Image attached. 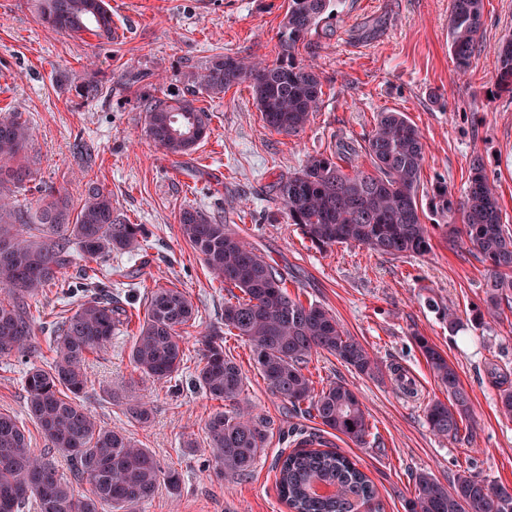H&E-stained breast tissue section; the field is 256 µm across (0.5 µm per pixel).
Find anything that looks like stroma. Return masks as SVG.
<instances>
[{"instance_id": "stroma-1", "label": "stroma", "mask_w": 512, "mask_h": 512, "mask_svg": "<svg viewBox=\"0 0 512 512\" xmlns=\"http://www.w3.org/2000/svg\"><path fill=\"white\" fill-rule=\"evenodd\" d=\"M118 41L78 39L41 23L38 0H0V109L22 112L32 128V179L17 191L35 209L40 190L66 188L73 201L87 182L112 194V206L142 225L139 247L98 260L103 282L126 311L104 353L86 363L85 406L102 425L131 433L163 467L176 469L180 492L160 487L135 512H288L276 488L274 463L293 450L297 432L321 435L317 419L271 394L248 343L224 338V353L241 366L242 406L265 420L267 443L252 472L219 478L209 460L206 419L223 409L195 381L200 336L224 325L228 291L183 238L178 212L195 206L249 241L286 279L290 297L332 313L377 358L376 375L356 373L321 352L306 369L315 388L341 380L361 400L370 423L365 443L329 436L373 481L383 512H406L413 477L426 471L441 482L457 473L512 485V418L500 414L499 393L512 388V311L476 319L485 298L484 265L463 238L446 237L430 209L431 187L445 180L463 195L470 162L481 156L494 184L502 222L512 229V95L497 86L498 50L512 37V0H484L481 39L460 72L448 37L450 0H335L328 18L296 49L323 82L318 112L295 135L266 127L248 85L224 95H198L211 115L197 149L169 156L144 134L143 100L190 94L189 76L217 54L279 58L277 32L288 0H108ZM89 81L103 93H77ZM405 113L425 143L419 205L432 248L419 256L381 255L357 244L312 247L275 196L274 185L298 171L307 156L335 157L343 169L371 166L366 140L378 112ZM139 272L129 292L123 276ZM77 269L31 301L36 352L0 359V411L26 419L23 374L53 358L56 323L79 300ZM183 290L197 318L184 327V366L168 381L142 376L130 360L131 338L150 289ZM461 321L449 335L446 314ZM436 345L454 364L471 400L472 418L456 438L435 436L426 406L447 394L429 370L414 336ZM410 377L408 396L395 377ZM144 402L148 423L130 421Z\"/></svg>"}]
</instances>
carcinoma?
<instances>
[{
	"instance_id": "obj_1",
	"label": "carcinoma",
	"mask_w": 512,
	"mask_h": 512,
	"mask_svg": "<svg viewBox=\"0 0 512 512\" xmlns=\"http://www.w3.org/2000/svg\"><path fill=\"white\" fill-rule=\"evenodd\" d=\"M331 7L332 0H289L286 22L277 34L279 61L218 55L192 73L193 88L218 96L246 83L268 127L286 135L299 133L319 110L323 82L312 67L295 61L294 53ZM483 7V0H451L450 48L463 72L480 38ZM39 14L44 23L71 37L89 33L112 38L107 0H39ZM499 57L498 85L511 94L512 38L502 42ZM144 112L146 135L177 157L196 150L210 124L209 112L185 96L150 97ZM30 137L22 113L0 114V185L22 188L30 181ZM365 149L371 171L355 166L346 173L333 158L319 155L307 157L300 171L280 177L275 192L289 223L299 226L319 249L357 243L393 256L428 252L430 230L418 205L425 155L419 129L401 112H381ZM431 201L443 219L461 214L468 249L486 264V298L479 316L500 315L502 299L512 292V231L502 224L483 159H472L464 198L456 199L448 184L438 181ZM15 222L33 225L39 233H14ZM178 222L213 278L241 292L236 301L224 303V329L250 344L270 392L293 408L307 405L306 413L336 434L364 442L369 423L356 394L342 380L317 391L304 369L312 355L325 351L358 373L372 375L378 362L370 351L347 335L328 310L289 297L278 269L223 221L188 205L180 210ZM143 233L142 225L114 213L111 194L93 182L77 208L58 190L42 193L33 213L0 196V290L10 297L8 303L0 302V358L32 353L35 316L29 301L65 275L74 254L97 260L135 247ZM122 315L124 309L112 304L109 294L77 303L61 317L51 366L33 365L24 376L28 415L51 451L70 461L73 476L89 484L88 494L75 496L53 457L35 454L25 427L0 412V512H21L30 502L36 512H131L161 485L178 492L176 470L164 468L125 431L102 426L80 401L88 383L87 357L108 349ZM195 318L191 300L180 289L151 291L132 337L135 368L153 380L174 377L185 356L181 331ZM414 342L448 393V402L427 406L429 428L437 436L455 437L460 422L470 416L469 395L446 355L422 336ZM196 375L211 398L231 405L205 422L215 475L247 474L264 448L265 424L236 406L245 376L224 355L220 332L203 336ZM316 439L314 434L301 441L276 465V488L291 512H382L374 485L357 462L336 450L313 447ZM414 487L407 512H512V485L471 474H460L445 485L420 472Z\"/></svg>"
}]
</instances>
